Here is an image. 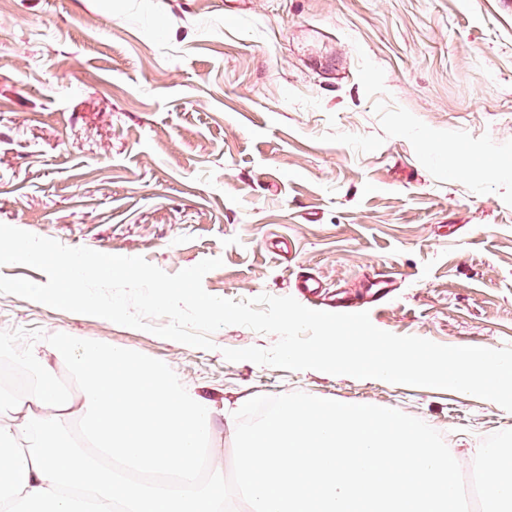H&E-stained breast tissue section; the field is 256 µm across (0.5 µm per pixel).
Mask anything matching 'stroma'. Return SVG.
<instances>
[{"instance_id":"35a3bbf8","label":"stroma","mask_w":512,"mask_h":512,"mask_svg":"<svg viewBox=\"0 0 512 512\" xmlns=\"http://www.w3.org/2000/svg\"><path fill=\"white\" fill-rule=\"evenodd\" d=\"M0 223L170 274L221 258L214 296L324 311L346 291L381 330L511 346L512 4L0 0ZM308 274L320 294H300ZM14 329L41 330L42 353L65 333L161 360L218 409L228 470L255 396L399 410L464 468L512 429L447 389L228 361L277 341L244 326L205 350L0 294Z\"/></svg>"}]
</instances>
